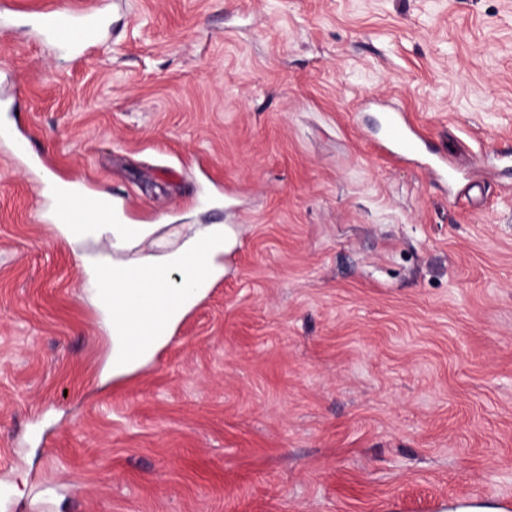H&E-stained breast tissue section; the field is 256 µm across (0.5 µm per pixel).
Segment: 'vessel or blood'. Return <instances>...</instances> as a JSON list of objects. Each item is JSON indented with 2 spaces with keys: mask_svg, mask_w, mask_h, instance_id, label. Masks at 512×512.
<instances>
[{
  "mask_svg": "<svg viewBox=\"0 0 512 512\" xmlns=\"http://www.w3.org/2000/svg\"><path fill=\"white\" fill-rule=\"evenodd\" d=\"M109 0H95L91 8L81 11L53 10L43 13L35 26L39 35L76 57H83L94 46L104 27ZM387 150L395 158L415 153L423 137L406 114L392 110L383 117ZM70 210L84 224H109L124 218L125 207L112 200L99 204L89 193L78 189L70 197Z\"/></svg>",
  "mask_w": 512,
  "mask_h": 512,
  "instance_id": "1",
  "label": "vessel or blood"
}]
</instances>
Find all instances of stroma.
<instances>
[{"instance_id":"35a3bbf8","label":"stroma","mask_w":512,"mask_h":512,"mask_svg":"<svg viewBox=\"0 0 512 512\" xmlns=\"http://www.w3.org/2000/svg\"><path fill=\"white\" fill-rule=\"evenodd\" d=\"M0 23V512H512V0H115L77 58ZM400 108L485 183L379 154ZM127 195L137 250L238 233L153 365L102 314L47 174Z\"/></svg>"}]
</instances>
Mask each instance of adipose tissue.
Returning <instances> with one entry per match:
<instances>
[{"label":"adipose tissue","instance_id":"adipose-tissue-1","mask_svg":"<svg viewBox=\"0 0 512 512\" xmlns=\"http://www.w3.org/2000/svg\"><path fill=\"white\" fill-rule=\"evenodd\" d=\"M61 228L69 238L111 236L114 248L130 250L152 235V224H79L67 220L66 207H59ZM236 243V233L224 224H193L184 241L172 251L145 255L131 261H91V286L94 300H102L109 291L121 293L120 304L113 306L107 333L112 354L104 367V376L118 380L151 364L169 342L176 326L206 295L213 279L224 274V253ZM210 269L208 278L196 276L199 264ZM156 293L154 306H144L137 294L140 288ZM152 323V335H140L144 323Z\"/></svg>","mask_w":512,"mask_h":512}]
</instances>
